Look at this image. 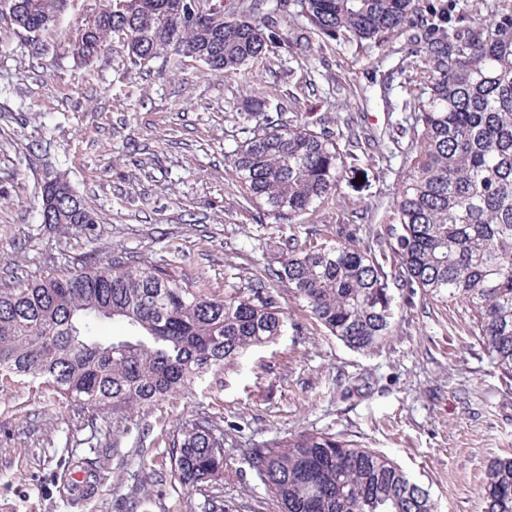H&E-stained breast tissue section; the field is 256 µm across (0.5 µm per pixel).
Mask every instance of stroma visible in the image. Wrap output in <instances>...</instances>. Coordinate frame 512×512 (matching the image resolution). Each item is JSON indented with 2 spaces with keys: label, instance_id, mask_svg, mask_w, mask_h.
Returning <instances> with one entry per match:
<instances>
[{
  "label": "stroma",
  "instance_id": "stroma-1",
  "mask_svg": "<svg viewBox=\"0 0 512 512\" xmlns=\"http://www.w3.org/2000/svg\"><path fill=\"white\" fill-rule=\"evenodd\" d=\"M103 5L73 0L42 41L0 16V288L122 252L220 296L276 265L282 239L329 247L340 224L394 270L393 201L413 153L408 104L430 84L403 39L314 35L308 48L270 49L222 77L190 58L133 66L115 36L86 65L72 45ZM255 101L383 143L345 168L315 211L279 220L245 202L228 161L258 129L240 118ZM57 174L95 224L41 223V188ZM394 294L392 336L360 352L275 289L288 315L282 336L107 429L42 382L0 377V512H204L212 500L224 512H281L247 451L315 432L393 460L436 512H481L487 465L512 455V380L494 369L464 306L417 287ZM199 417L223 427L226 465L217 482L188 489L171 472L169 444ZM65 470L94 492L62 493Z\"/></svg>",
  "mask_w": 512,
  "mask_h": 512
}]
</instances>
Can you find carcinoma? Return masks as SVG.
<instances>
[{
	"label": "carcinoma",
	"mask_w": 512,
	"mask_h": 512,
	"mask_svg": "<svg viewBox=\"0 0 512 512\" xmlns=\"http://www.w3.org/2000/svg\"><path fill=\"white\" fill-rule=\"evenodd\" d=\"M71 0H0V16L33 36H50ZM109 0L74 45L86 64L121 33L130 59L167 67L184 58L240 74L288 34L260 3L224 18V5L199 0ZM322 40L404 37L431 73L413 103L415 155L393 203V249L401 287L450 298L473 312L474 333L500 374L512 378V13L480 24H448L435 0H294ZM262 126L230 154L244 199L280 219L316 208L337 190L358 144L317 132L277 112H245ZM52 224L95 223L61 175L42 188ZM286 288L329 332L368 352L393 331L394 295L377 258L353 240L329 247L283 242L277 267L256 271L251 288L222 297L193 289L165 270L122 255L0 289V375L40 379L63 399L103 418L149 408L189 389L244 351L283 335L288 315L273 288ZM123 333L97 335L105 321ZM174 479L186 488L224 470V430L206 418L171 439ZM250 465L282 512H435L430 499L386 457L330 433H310L248 449ZM483 512H512V456L492 460Z\"/></svg>",
	"instance_id": "1"
}]
</instances>
